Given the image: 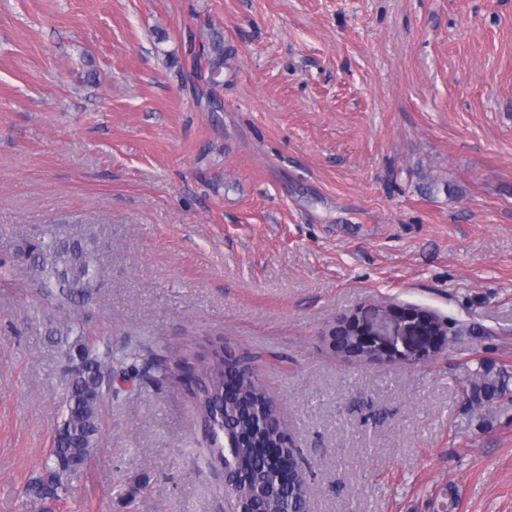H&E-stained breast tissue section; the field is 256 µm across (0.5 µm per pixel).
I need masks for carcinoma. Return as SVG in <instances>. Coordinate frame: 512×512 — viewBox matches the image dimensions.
Instances as JSON below:
<instances>
[{
  "mask_svg": "<svg viewBox=\"0 0 512 512\" xmlns=\"http://www.w3.org/2000/svg\"><path fill=\"white\" fill-rule=\"evenodd\" d=\"M202 52L208 59L210 78L220 75L226 58L223 36L213 33ZM18 258L29 265L43 299L61 308L84 305L90 295L86 285L99 276L97 248L91 236L43 235L26 241ZM47 332L66 362L61 371L62 415L45 460L46 476L29 484L25 494L40 500H60L69 493L71 477L85 470L100 447L102 411L112 400L116 375L133 372L136 366L115 369L112 348L100 350L98 343L69 315L50 323ZM465 392L469 401L477 405L496 403L512 393V376L492 363L481 362L470 372ZM191 395L198 418L213 424L207 454L215 465L224 459V431L220 430L224 410L233 413L228 425L236 432L245 433L260 423L266 424L264 434L246 439L245 445L236 449L239 479L244 485L265 486L269 512H303L304 495L294 496L286 491V485H276L266 462L267 448L280 436V426L275 407L259 379L251 376L242 398L224 404V347L215 342Z\"/></svg>",
  "mask_w": 512,
  "mask_h": 512,
  "instance_id": "obj_1",
  "label": "carcinoma"
}]
</instances>
